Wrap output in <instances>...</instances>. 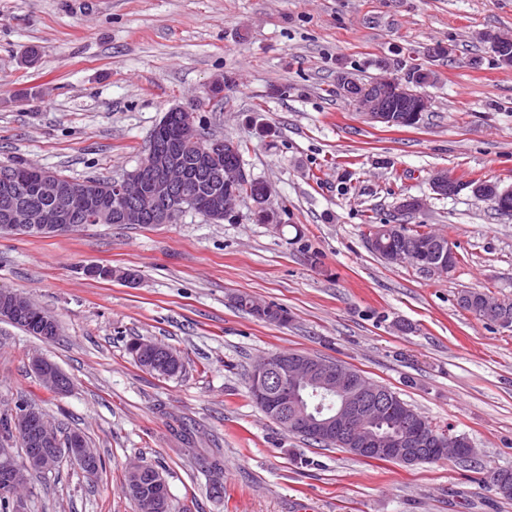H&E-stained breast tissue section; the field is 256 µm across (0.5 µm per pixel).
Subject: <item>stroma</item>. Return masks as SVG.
I'll list each match as a JSON object with an SVG mask.
<instances>
[{
	"instance_id": "1",
	"label": "stroma",
	"mask_w": 512,
	"mask_h": 512,
	"mask_svg": "<svg viewBox=\"0 0 512 512\" xmlns=\"http://www.w3.org/2000/svg\"><path fill=\"white\" fill-rule=\"evenodd\" d=\"M485 31L512 37V0H0V166L120 177L179 106L204 135L243 145L279 212L256 223L243 199L220 223L189 211L0 235V289L59 325L45 342L0 320V414L36 404L104 461L93 478L66 460L34 479L27 512H135L124 476L141 460L162 473L171 512H512L480 481L512 469V328L458 305L466 288L512 300V215L466 186L512 189V67ZM436 45L447 54L429 55ZM414 65L437 80L411 127L371 122L336 84L341 72L402 81ZM439 169L463 189L433 192ZM408 197L422 207L401 212ZM370 220L428 225L459 262L444 274L387 263L368 246ZM128 269L136 283L118 279ZM240 295L280 305L287 323L237 309ZM133 338L180 352L184 373L143 370ZM289 352L389 387L467 437L475 459L410 466L284 431L251 401L248 374ZM35 355L70 378L67 395L40 385ZM216 453L218 477L204 465Z\"/></svg>"
}]
</instances>
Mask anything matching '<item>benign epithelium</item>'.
I'll return each instance as SVG.
<instances>
[{"label":"benign epithelium","instance_id":"obj_1","mask_svg":"<svg viewBox=\"0 0 512 512\" xmlns=\"http://www.w3.org/2000/svg\"><path fill=\"white\" fill-rule=\"evenodd\" d=\"M386 82L392 91L390 95L369 88L353 96L360 111L372 121L387 126L408 124L427 111L425 97L412 95L397 80L388 78ZM183 134L196 148L195 170L205 177L204 183L193 190L189 189L190 177L183 163L175 158L166 139L155 132L146 156L134 170L117 179L96 183L93 191L55 173L36 169L38 194L55 202L74 220L72 224H54L52 210L19 202L17 179L11 172L0 171V220L15 232L46 236L71 233L80 224H144L150 219L173 224L183 211L194 205L206 208L207 219L212 223L232 218L239 202L232 187L250 176L240 162L224 167L221 172L213 169L210 159L220 152L226 155L235 152L236 145L203 136L194 115L188 119ZM431 184L439 196L451 195L459 188L457 179L446 170L436 173ZM472 192L475 197L491 199L498 208L512 212L511 191L479 181L472 184ZM272 207L271 187L262 184L253 201L254 217H265ZM414 258L426 261L428 272L443 274L455 267L457 254L446 237L417 240L410 247L387 252L389 263H407ZM484 308L487 313L498 316L500 325L512 326V315L503 311L501 302L486 296ZM29 310V301L22 294H0V320L22 322ZM139 355L148 370L181 363V358L173 351L160 348L149 339L142 340ZM31 367L52 391L59 395L68 392L70 381L47 359L34 357ZM250 388L257 405L270 415L286 417L295 432L336 436L358 457H385L410 465L427 457L434 461L449 457L468 460L474 455V448L468 441L427 437L406 422L398 437L385 438L371 431L369 425L388 412L390 393L363 383L338 361L302 355H271L254 365ZM22 417L31 425L20 437L23 463H17V449L12 444L0 443V478L8 485L16 483L22 466L52 467L74 455L86 461L96 457L81 438L63 446L57 430L35 409L24 410Z\"/></svg>","mask_w":512,"mask_h":512}]
</instances>
